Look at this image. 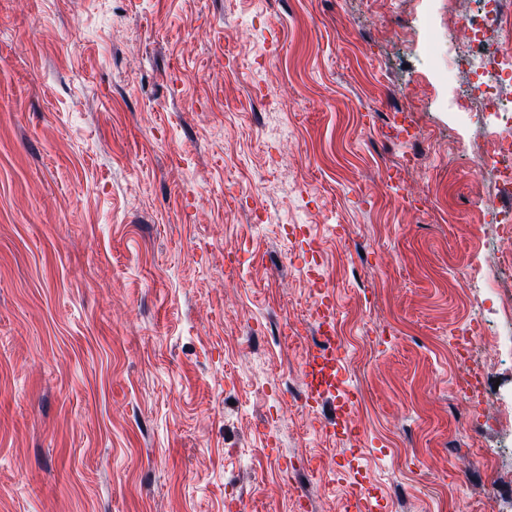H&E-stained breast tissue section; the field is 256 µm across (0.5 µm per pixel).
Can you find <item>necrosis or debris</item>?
Segmentation results:
<instances>
[{
	"instance_id": "obj_1",
	"label": "necrosis or debris",
	"mask_w": 512,
	"mask_h": 512,
	"mask_svg": "<svg viewBox=\"0 0 512 512\" xmlns=\"http://www.w3.org/2000/svg\"><path fill=\"white\" fill-rule=\"evenodd\" d=\"M505 20L504 0H466L448 17V72L465 78L452 104L478 116L484 130L485 143L469 155V169L501 199L512 196V53L503 47ZM488 213L495 235L483 256L497 269L512 271V210L492 206ZM460 339L469 362L485 361L497 348L512 346V321L492 330L475 314Z\"/></svg>"
}]
</instances>
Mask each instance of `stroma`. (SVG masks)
I'll list each match as a JSON object with an SVG mask.
<instances>
[{
	"mask_svg": "<svg viewBox=\"0 0 512 512\" xmlns=\"http://www.w3.org/2000/svg\"><path fill=\"white\" fill-rule=\"evenodd\" d=\"M435 29L448 0H0V512H296L314 456L311 512H512V353L503 427L455 393L495 277ZM321 289L358 453L303 404Z\"/></svg>",
	"mask_w": 512,
	"mask_h": 512,
	"instance_id": "stroma-1",
	"label": "stroma"
}]
</instances>
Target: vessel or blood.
<instances>
[{
  "label": "vessel or blood",
  "instance_id": "1",
  "mask_svg": "<svg viewBox=\"0 0 512 512\" xmlns=\"http://www.w3.org/2000/svg\"><path fill=\"white\" fill-rule=\"evenodd\" d=\"M311 316L323 342L308 352L302 364L306 381L305 400L311 407L328 408L329 419L321 423V431L348 441L357 435L351 414L358 396L343 385V347L333 335L335 308L328 295H320L313 301Z\"/></svg>",
  "mask_w": 512,
  "mask_h": 512
}]
</instances>
